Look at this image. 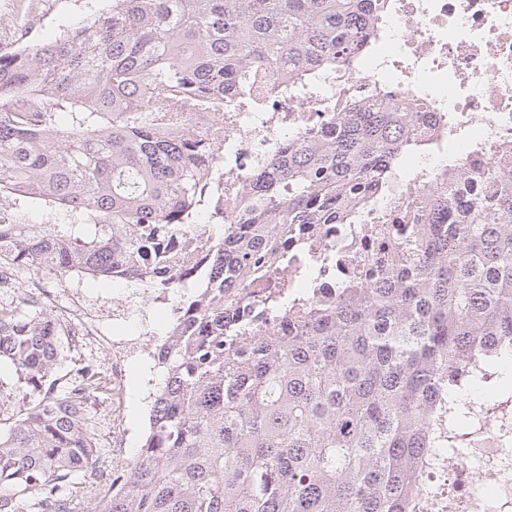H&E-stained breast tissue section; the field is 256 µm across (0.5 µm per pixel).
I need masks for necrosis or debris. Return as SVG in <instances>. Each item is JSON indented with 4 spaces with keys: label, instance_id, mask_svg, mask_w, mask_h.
<instances>
[{
    "label": "necrosis or debris",
    "instance_id": "necrosis-or-debris-1",
    "mask_svg": "<svg viewBox=\"0 0 512 512\" xmlns=\"http://www.w3.org/2000/svg\"><path fill=\"white\" fill-rule=\"evenodd\" d=\"M385 18L369 52L349 69L318 73L309 82L287 81L284 71L258 73L250 89L254 102L238 112H223L239 96L224 89L223 105L194 114L192 128L224 141V218L233 220L257 177L260 149L287 150L312 135L335 136L332 110L347 98L383 88L406 106L416 108V125L426 137L439 140L438 150L402 158L400 174L382 200L363 210L354 224L284 225L280 240L289 260L280 254L264 257L256 290L270 280L293 292L312 290L315 298L335 300L352 280L369 279L385 267L389 246L378 234L386 207L416 196L422 186L443 187L448 164L459 171L491 168L495 145L512 147V0H386ZM213 236L186 234L162 244L161 267H185V283L199 274L191 264L208 251ZM52 305L60 320L78 330L92 348L112 352V385L122 390L126 363L151 356L160 338L144 329L114 333L112 322L87 310L80 295L63 300L36 283L20 289L12 268L0 269V296ZM479 422L469 444L448 455V479L454 504L465 512H512V405L498 423ZM493 482L491 495L479 493L477 481Z\"/></svg>",
    "mask_w": 512,
    "mask_h": 512
}]
</instances>
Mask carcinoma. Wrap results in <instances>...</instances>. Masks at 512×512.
<instances>
[{
    "label": "carcinoma",
    "instance_id": "obj_1",
    "mask_svg": "<svg viewBox=\"0 0 512 512\" xmlns=\"http://www.w3.org/2000/svg\"><path fill=\"white\" fill-rule=\"evenodd\" d=\"M382 0H112L47 43L0 54V195L63 213L0 223L6 265L64 280L167 288L187 313L161 344L149 432L120 472L93 404L109 391L82 364V340L51 309L0 301V512H423L432 468L464 445L469 390L512 399V151L468 175L472 193L391 245L385 271L332 303L294 295L268 307L288 333L246 329L226 294L274 245L282 224H351L388 193L397 162L428 151L412 113L380 90L354 96L336 136L262 153L265 178L232 224L197 291L159 277L168 236L214 227L204 199L224 144L157 132L179 114L288 64L300 79L368 44ZM70 377L56 375L64 361ZM20 399L24 411L4 415Z\"/></svg>",
    "mask_w": 512,
    "mask_h": 512
}]
</instances>
